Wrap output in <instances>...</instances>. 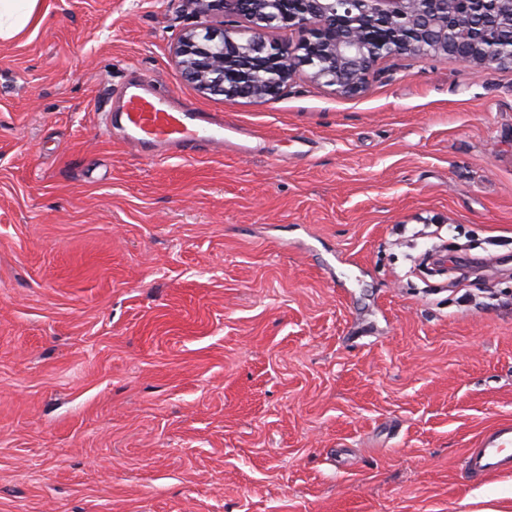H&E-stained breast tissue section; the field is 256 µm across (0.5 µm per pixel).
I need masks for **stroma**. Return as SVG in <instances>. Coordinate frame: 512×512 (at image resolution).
Instances as JSON below:
<instances>
[{
  "instance_id": "stroma-1",
  "label": "stroma",
  "mask_w": 512,
  "mask_h": 512,
  "mask_svg": "<svg viewBox=\"0 0 512 512\" xmlns=\"http://www.w3.org/2000/svg\"><path fill=\"white\" fill-rule=\"evenodd\" d=\"M44 5L0 43V512H474L511 481L465 458L512 421V70L228 100L172 59L221 22L188 0ZM135 79L254 151L104 136ZM427 222L503 306L408 281Z\"/></svg>"
}]
</instances>
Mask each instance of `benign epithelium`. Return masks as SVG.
Returning a JSON list of instances; mask_svg holds the SVG:
<instances>
[{
    "instance_id": "obj_1",
    "label": "benign epithelium",
    "mask_w": 512,
    "mask_h": 512,
    "mask_svg": "<svg viewBox=\"0 0 512 512\" xmlns=\"http://www.w3.org/2000/svg\"><path fill=\"white\" fill-rule=\"evenodd\" d=\"M256 23L235 30L191 31L174 58L203 93L229 99L277 96L301 66L344 96L366 93L398 56L463 60L480 72L512 68V0H191ZM298 30L297 49L268 43L266 23Z\"/></svg>"
}]
</instances>
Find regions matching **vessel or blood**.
I'll return each mask as SVG.
<instances>
[{
  "instance_id": "1",
  "label": "vessel or blood",
  "mask_w": 512,
  "mask_h": 512,
  "mask_svg": "<svg viewBox=\"0 0 512 512\" xmlns=\"http://www.w3.org/2000/svg\"><path fill=\"white\" fill-rule=\"evenodd\" d=\"M116 125L130 145L152 158L188 155L202 146L220 149L225 143L223 118L197 111L175 94H160L151 82L127 84L115 110L103 112V132ZM468 468L477 477L512 470V421L495 424L480 437Z\"/></svg>"
}]
</instances>
